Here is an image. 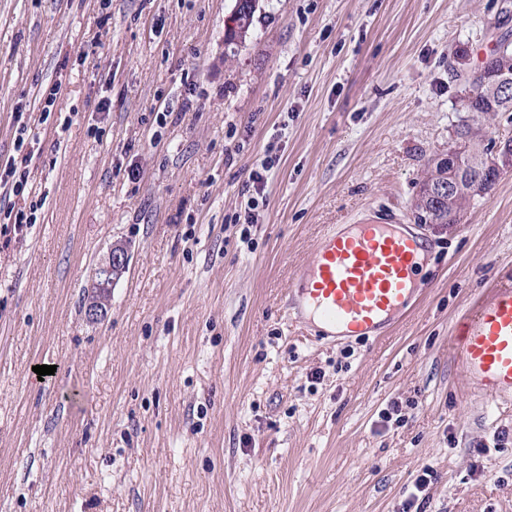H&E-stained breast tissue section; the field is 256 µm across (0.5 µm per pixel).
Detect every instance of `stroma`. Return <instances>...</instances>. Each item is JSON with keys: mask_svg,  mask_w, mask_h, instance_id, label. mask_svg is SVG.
Returning <instances> with one entry per match:
<instances>
[{"mask_svg": "<svg viewBox=\"0 0 512 512\" xmlns=\"http://www.w3.org/2000/svg\"><path fill=\"white\" fill-rule=\"evenodd\" d=\"M233 6L0 0V161L15 112L38 134L24 195L0 200V225L38 205L0 234V512H401L426 464V512H512V438L492 445L512 407L461 393L449 340L512 273V173L423 225L426 287L385 338L328 343L286 305L328 226L412 223L468 117L454 75L512 31V0H259L229 45ZM90 288L91 292H88L87 300L84 304L85 309L99 308L107 310L112 298V285L109 282L105 284L103 281H100L98 270L95 271Z\"/></svg>", "mask_w": 512, "mask_h": 512, "instance_id": "35a3bbf8", "label": "stroma"}]
</instances>
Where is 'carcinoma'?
Here are the masks:
<instances>
[{"label":"carcinoma","mask_w":512,"mask_h":512,"mask_svg":"<svg viewBox=\"0 0 512 512\" xmlns=\"http://www.w3.org/2000/svg\"><path fill=\"white\" fill-rule=\"evenodd\" d=\"M258 7L257 0H235L233 12L236 14V27L224 33V40L228 44L238 43L246 38L253 25L254 15ZM502 40L508 45L497 46V53L489 55L483 68L494 78L504 72L512 75V35H502ZM464 84L463 97L467 98L466 111L476 117H490L498 114L512 113V89L499 95L489 90L471 94L472 85L461 73L455 74ZM462 164L471 170V175L479 176L484 180V193H489L500 178L493 170H479L470 159L462 160ZM448 182V160L436 159L428 163L424 178L420 182L418 194L414 202L412 217L417 224H454L457 214L464 208L470 198L459 196L448 201V196H439L438 189ZM112 298V285L100 281L99 275H94L91 292L87 295L85 308L107 309Z\"/></svg>","instance_id":"carcinoma-1"}]
</instances>
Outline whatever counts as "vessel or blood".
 <instances>
[{
  "label": "vessel or blood",
  "instance_id": "b4317fda",
  "mask_svg": "<svg viewBox=\"0 0 512 512\" xmlns=\"http://www.w3.org/2000/svg\"><path fill=\"white\" fill-rule=\"evenodd\" d=\"M428 251L424 235L405 224L367 215L333 226L293 274L289 316L332 343L382 338L414 304ZM450 340L463 390L511 404L512 278L496 280L458 318Z\"/></svg>",
  "mask_w": 512,
  "mask_h": 512
}]
</instances>
